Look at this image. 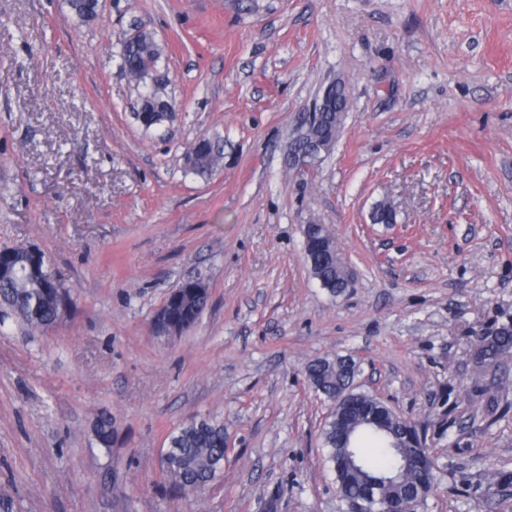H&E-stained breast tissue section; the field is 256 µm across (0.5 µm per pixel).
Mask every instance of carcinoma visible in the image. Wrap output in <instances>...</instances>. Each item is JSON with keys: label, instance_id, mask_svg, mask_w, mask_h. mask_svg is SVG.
I'll return each mask as SVG.
<instances>
[{"label": "carcinoma", "instance_id": "obj_1", "mask_svg": "<svg viewBox=\"0 0 512 512\" xmlns=\"http://www.w3.org/2000/svg\"><path fill=\"white\" fill-rule=\"evenodd\" d=\"M161 50L152 35L139 29L123 43L122 66L130 81L143 82L156 69ZM329 95L320 122L303 125L293 146L300 148L316 140L334 145L347 107L344 84L328 86ZM169 102L162 89L148 94L137 113L149 128L167 117ZM224 155V143L202 137L185 155L186 166L197 173L215 171ZM308 229L318 244L305 249L312 276L331 294L339 296L348 288L345 268L337 261L336 245L323 224ZM12 268L13 275L0 277V323L13 316L31 330L50 328L69 304L67 289L50 287L39 265L45 255L35 256L27 246L1 248L0 265ZM209 291L178 285L165 305L172 329L195 324L208 305ZM512 350V327L496 329L478 337L477 362L496 359ZM312 387L330 402L321 435L328 450L339 495L346 503L373 492L390 504L392 512H417L436 484L433 461L421 425L394 410H385L382 400L370 393L349 389V372L339 360L318 359L307 369ZM171 471L174 486L204 488L224 463V424L195 420L171 437Z\"/></svg>", "mask_w": 512, "mask_h": 512}]
</instances>
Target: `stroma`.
Returning <instances> with one entry per match:
<instances>
[{"label": "stroma", "mask_w": 512, "mask_h": 512, "mask_svg": "<svg viewBox=\"0 0 512 512\" xmlns=\"http://www.w3.org/2000/svg\"><path fill=\"white\" fill-rule=\"evenodd\" d=\"M179 109L147 128L121 69L136 27ZM348 105L308 165L290 145L324 88ZM224 141L209 177L184 156ZM395 221L378 224V205ZM355 273L333 296L304 227ZM33 246L72 301L0 327V512H345L306 369L425 425L426 512H512V0H0V248ZM202 274L179 336L154 317ZM224 422L220 475L178 492L170 437ZM112 422V442L96 428ZM477 363H486L487 359H497L512 350V327L496 329L479 336L477 340Z\"/></svg>", "instance_id": "35a3bbf8"}]
</instances>
